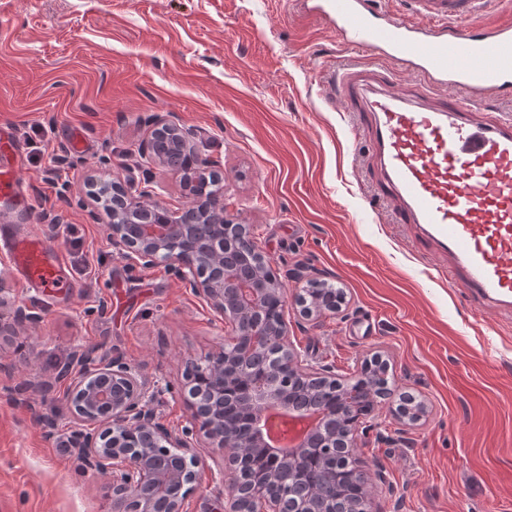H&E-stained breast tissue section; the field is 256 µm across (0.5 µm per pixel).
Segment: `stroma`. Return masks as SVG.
<instances>
[{"mask_svg": "<svg viewBox=\"0 0 512 512\" xmlns=\"http://www.w3.org/2000/svg\"><path fill=\"white\" fill-rule=\"evenodd\" d=\"M335 64L399 90L417 81L305 18L300 0H0V124L24 144L35 201L13 231L62 251L67 282L51 297L27 288L0 247V285L37 317L0 344V512H110L108 479L77 459L69 389L54 380L75 350L161 378L155 410L178 432L192 424L186 361L228 334L172 271L130 266L88 196L95 177L141 178L157 116L196 129L286 295L293 268L344 291L318 326L289 311L294 343L340 378L382 359L426 402L413 426L383 405L389 442L357 449L382 473L373 512H512V316L433 279L437 256L379 195L371 121L335 84Z\"/></svg>", "mask_w": 512, "mask_h": 512, "instance_id": "1", "label": "stroma"}]
</instances>
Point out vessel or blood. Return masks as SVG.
Wrapping results in <instances>:
<instances>
[{
    "mask_svg": "<svg viewBox=\"0 0 512 512\" xmlns=\"http://www.w3.org/2000/svg\"><path fill=\"white\" fill-rule=\"evenodd\" d=\"M492 0H414L417 22L400 21L372 0H312L349 45L401 64L455 100L392 91L362 71L339 85L372 122L371 152L383 172L380 193L400 220L419 228L449 257L451 281L478 306L512 309V119L482 121L481 102L512 91V20L474 25ZM21 170L0 143V199L18 195ZM29 286L50 295L65 286L63 256L38 235L0 226Z\"/></svg>",
    "mask_w": 512,
    "mask_h": 512,
    "instance_id": "1",
    "label": "vessel or blood"
}]
</instances>
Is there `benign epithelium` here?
Segmentation results:
<instances>
[{
	"mask_svg": "<svg viewBox=\"0 0 512 512\" xmlns=\"http://www.w3.org/2000/svg\"><path fill=\"white\" fill-rule=\"evenodd\" d=\"M150 139L141 146L148 165L176 171L183 156L197 157L196 133L160 118L153 119ZM190 205L172 209L154 196L149 176L142 180H93L90 197L108 219V239L132 265L150 269L161 263L181 283L202 298L233 330L218 348L186 361L193 421L200 423L207 447L221 453L222 464L208 479L225 487L224 512H370L349 495L336 490V475L320 488L303 482L299 458L313 448L336 447V429H322L306 443L281 457L263 438L266 413L280 409L273 430L281 443L295 441L298 422L290 415L294 399L288 384L336 380L333 366L313 364L296 348L288 330V305L312 325L338 305L327 299L307 301L302 292L287 299L269 263L255 268L246 261L254 247L253 228L238 225L239 235L224 236L229 203L210 163L205 159L183 173ZM279 300V316L269 320L265 303ZM13 311V322H0V336L15 327L36 322L27 307L16 304L0 288V309ZM68 382L73 417L82 429L74 449L83 466L110 477L112 512H156L151 492L165 493L164 512H183L187 494L201 478L199 452L189 432L176 433L161 423L152 409L164 393L148 377L119 355L96 356L77 350L56 376ZM374 429L352 426L342 433V452L352 478L369 500L372 473L356 454L358 442ZM249 448H262L277 466L260 481L246 483L241 470L248 466Z\"/></svg>",
	"mask_w": 512,
	"mask_h": 512,
	"instance_id": "1",
	"label": "benign epithelium"
}]
</instances>
